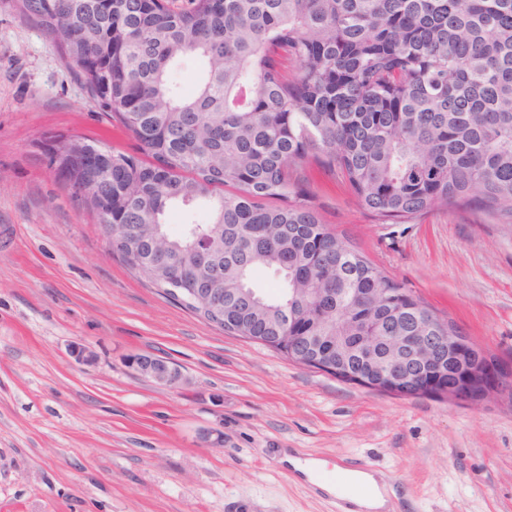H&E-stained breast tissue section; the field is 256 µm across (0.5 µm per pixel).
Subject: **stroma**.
Segmentation results:
<instances>
[{"label":"stroma","mask_w":512,"mask_h":512,"mask_svg":"<svg viewBox=\"0 0 512 512\" xmlns=\"http://www.w3.org/2000/svg\"><path fill=\"white\" fill-rule=\"evenodd\" d=\"M58 135L132 144L0 0V512H336L292 453L368 461L387 512H512L511 406L379 393L225 335L110 252L39 148ZM313 191L337 233L512 368V225L439 209L383 224L341 184ZM144 356L146 355L132 356L128 358L127 363L131 367L133 360L140 358L135 364V368L137 369L138 373L150 377L158 384L171 386V383H169L167 380L166 370L164 367L165 364L169 363L159 358Z\"/></svg>","instance_id":"obj_1"}]
</instances>
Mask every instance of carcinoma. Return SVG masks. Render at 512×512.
Here are the masks:
<instances>
[{
	"instance_id": "1",
	"label": "carcinoma",
	"mask_w": 512,
	"mask_h": 512,
	"mask_svg": "<svg viewBox=\"0 0 512 512\" xmlns=\"http://www.w3.org/2000/svg\"><path fill=\"white\" fill-rule=\"evenodd\" d=\"M14 0L59 49L88 101L137 149L87 136L57 139L50 165L112 234V254L224 333L367 388L384 369L383 336H455L432 309L325 224L309 201L320 174L347 185L386 224L433 209L512 224V0ZM204 68L182 96L169 72L185 55ZM294 71L288 72V64ZM206 204L164 256L172 205ZM196 234L210 254L198 268ZM258 268L282 284L268 299ZM294 337L292 348L276 342ZM426 387L459 375L469 349L426 344Z\"/></svg>"
}]
</instances>
